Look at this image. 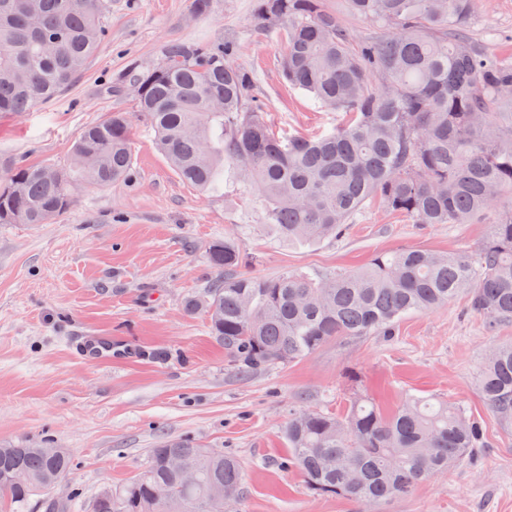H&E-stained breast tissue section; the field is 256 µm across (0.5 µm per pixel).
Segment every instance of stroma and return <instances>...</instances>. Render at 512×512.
<instances>
[{
	"label": "stroma",
	"mask_w": 512,
	"mask_h": 512,
	"mask_svg": "<svg viewBox=\"0 0 512 512\" xmlns=\"http://www.w3.org/2000/svg\"><path fill=\"white\" fill-rule=\"evenodd\" d=\"M109 0L107 36L86 69L58 98L30 111L0 113V183L5 162L68 165L82 130L111 112H130L134 73L159 66L174 41L222 43L250 78L248 101L261 103L276 130L331 131L337 113L289 89L279 69L283 42L258 27L254 0ZM496 30L488 52L512 58V0H481L475 38ZM126 181L81 184L72 207L47 224H0V447L48 442L74 463L57 494L79 489L73 512L105 486L119 487L148 464L166 438H187L234 455L243 473L237 512H361L346 498L308 490L280 465L284 427L305 406L341 413L368 394L386 410L407 396L459 405L484 429L486 448L379 512H512V417L491 411L477 379L494 343H512V323L488 336L466 296L405 315L391 337L331 342L285 366L240 374L216 342L204 312L187 296L216 276L212 241L233 238L245 272L316 277L360 269L382 252L475 251L486 224H415L368 203L341 237L291 245L265 225L254 187L225 177L219 195L183 183L156 146L150 125L133 120ZM108 336L136 356L83 360L84 336Z\"/></svg>",
	"instance_id": "35a3bbf8"
}]
</instances>
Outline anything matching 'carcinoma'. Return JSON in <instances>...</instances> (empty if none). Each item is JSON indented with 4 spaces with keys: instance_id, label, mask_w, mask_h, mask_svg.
I'll use <instances>...</instances> for the list:
<instances>
[{
    "instance_id": "carcinoma-1",
    "label": "carcinoma",
    "mask_w": 512,
    "mask_h": 512,
    "mask_svg": "<svg viewBox=\"0 0 512 512\" xmlns=\"http://www.w3.org/2000/svg\"><path fill=\"white\" fill-rule=\"evenodd\" d=\"M375 24L357 44L324 0H255V20L280 35L283 79L341 113L319 135L280 134L246 105L248 79L224 45L172 42L163 65L138 74L136 112L84 128L73 162L12 165L0 185V224H46L72 205L77 185L128 176L131 117L152 126L186 183L224 190V173L254 186L280 239L336 238L379 200L415 224H479L491 232L472 254L413 249L380 254L365 269L315 278L304 271L256 277L229 237L208 247L220 276L185 301L203 311L214 339L243 373L301 360L328 343L393 336L398 321L465 293L488 334L512 321V61L490 58L467 25L477 0H349ZM107 0H0V113L27 112L67 89L105 37ZM478 390L512 415V344L493 346ZM288 455L317 495L358 501L365 512L411 493L484 447L482 426L444 400L407 397L386 415L368 397L342 414L301 408L285 428ZM71 455L47 443L0 447V501L23 512L61 482ZM195 474L187 485L182 469ZM17 473L26 481H14ZM242 484L238 462L186 439L151 450L137 478L97 493L90 512H224ZM76 489L48 512H72Z\"/></svg>"
}]
</instances>
